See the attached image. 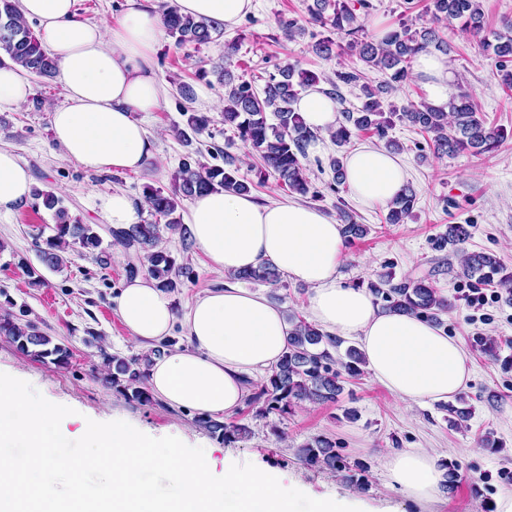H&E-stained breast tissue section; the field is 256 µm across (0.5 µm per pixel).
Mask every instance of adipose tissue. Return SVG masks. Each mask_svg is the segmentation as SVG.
Segmentation results:
<instances>
[{
    "instance_id": "adipose-tissue-1",
    "label": "adipose tissue",
    "mask_w": 512,
    "mask_h": 512,
    "mask_svg": "<svg viewBox=\"0 0 512 512\" xmlns=\"http://www.w3.org/2000/svg\"><path fill=\"white\" fill-rule=\"evenodd\" d=\"M55 59L65 103L50 116L55 144L94 172L138 170L152 142L137 115L157 109L166 87L150 66L163 22L148 8L127 10L113 23L79 18L76 0H16ZM181 13L236 26L254 0H176ZM433 106L447 105L457 82L445 58L417 57ZM306 125L328 131L337 124L335 102L310 90L295 105ZM357 199L387 205L405 185V166L388 150L361 147L344 159ZM27 166L0 148V213L31 195ZM185 222L196 245L217 269L233 274L273 265L310 289L307 312L328 334L356 341L374 378L396 397L438 401L470 377L469 355L433 323L389 313L360 288L337 276L345 254L341 226L322 211L295 201L258 204L252 195L208 192L195 198ZM115 314L149 359L146 387L157 400L197 416H230L254 385L277 365L289 324L265 295L239 284L214 288L176 307L171 292L146 275L126 280ZM182 329L174 338V329ZM392 480L416 500L430 502L446 480L439 458L420 448L393 454Z\"/></svg>"
}]
</instances>
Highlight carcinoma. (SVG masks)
I'll return each mask as SVG.
<instances>
[{"label":"carcinoma","instance_id":"obj_1","mask_svg":"<svg viewBox=\"0 0 512 512\" xmlns=\"http://www.w3.org/2000/svg\"><path fill=\"white\" fill-rule=\"evenodd\" d=\"M370 0H313L307 7L309 22L327 27L340 35V39L322 38L314 44L315 53L322 58L355 53L367 67L384 76L372 86L361 82L357 71L336 72V82L325 91L335 102L343 103L340 85L360 86L363 98L360 108L350 111L342 109L343 121L329 131V136L338 147L351 143L352 138L372 132L380 139L388 140V146L399 145L388 139V132L395 121L407 122L419 132L431 135L432 150L439 156L469 151L475 156L493 153L505 137L504 130L486 126L479 116L478 108L470 96L461 92L448 99L447 107H434L422 102L402 110L384 111L382 95L406 85L412 79L411 67L421 53L433 50L443 54L451 52L444 36L449 24H458L459 29L472 37L483 51L496 61V77L507 89L512 90V21L504 23V30L493 38L484 35V14L481 0H428L427 25L419 28L404 20L398 27L387 31L379 39L366 33L357 11L368 15ZM163 27L175 44L202 46L213 42L214 37L224 34V25L206 18H194L182 14L174 6L163 12ZM0 46L9 59L21 70L40 78L56 76L54 60L42 47L38 36L18 12L16 0H0ZM224 84V125L233 128L241 142L260 161L259 179L269 176L284 184L288 190L305 196L310 192V182L303 163L309 143L317 134L304 123L294 108L299 95L318 86L320 76L294 63L277 67L276 73L265 80L261 91L252 83L235 82L230 71L223 68L213 71ZM186 125L194 133H200L210 125L211 118L204 112H184ZM275 122H270V118ZM172 189L146 186L143 203L155 221L133 224L127 228L109 230L112 244L125 251L134 252L126 264L127 277L145 271L159 282L161 287L174 292L184 281L192 278L193 270L177 263L176 259L160 246L162 230L180 234L184 246L190 245L191 233L177 216L179 202L183 198L196 197L204 192L224 190L231 193H249L252 184L239 174L236 161L224 156V166H210L196 159L184 160L172 174ZM35 196L42 200L43 207L53 213L56 234L46 239V247L35 243L44 265L53 270L63 267L66 254L79 246L95 250L102 244L98 231L90 224H83L71 217L63 198L52 190H38ZM416 196L405 187L387 205L386 222L401 224L414 208ZM344 242L352 244L368 233L365 225L355 221L352 214H340ZM464 272L480 284L492 285L512 297V276L502 274L499 260L486 253H467L463 257ZM232 278L241 281H262L269 284L280 282V271L265 265L250 271H239ZM368 289L375 299L384 302L383 309L393 313H407L441 323V315L448 312V299L443 297L428 278H407L394 282L387 273L375 281L368 282ZM291 325L287 351L266 380L255 387L246 399L247 408L258 412L288 414L292 408L308 402L323 405L335 403L344 390L348 379L364 374L365 359L358 349L350 346L345 359L337 360L324 347L325 336L321 329L294 314L288 315ZM0 336H6L22 351H33L37 357L56 356L58 360L68 357L67 350L51 345V339L40 332L38 326L27 321H16L8 313H0ZM105 366L112 369V385L138 401H150L145 387L143 359L124 358L114 355L106 359ZM199 422L211 433L219 434L230 441L248 432L244 424L217 423L210 418ZM299 459L311 467L330 469L344 473V478L360 486L356 473L368 471L366 462L357 460L348 463L336 449V442L327 437H318L297 450Z\"/></svg>","mask_w":512,"mask_h":512}]
</instances>
